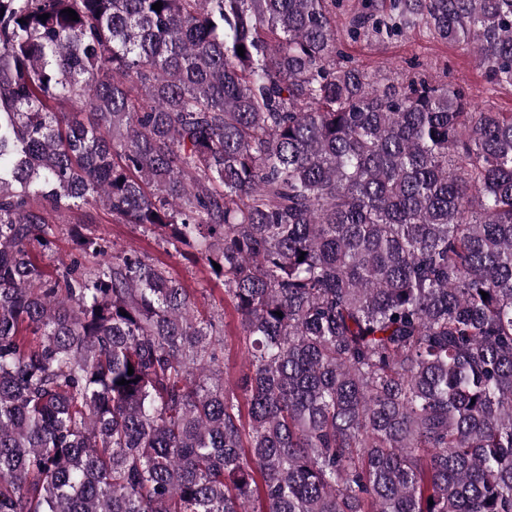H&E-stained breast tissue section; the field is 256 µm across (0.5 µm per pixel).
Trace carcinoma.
I'll list each match as a JSON object with an SVG mask.
<instances>
[{
  "mask_svg": "<svg viewBox=\"0 0 512 512\" xmlns=\"http://www.w3.org/2000/svg\"><path fill=\"white\" fill-rule=\"evenodd\" d=\"M1 9L0 512H512V112L381 84L336 0ZM418 22L512 87V0L349 33ZM85 205L201 255L236 383L224 313Z\"/></svg>",
  "mask_w": 512,
  "mask_h": 512,
  "instance_id": "carcinoma-1",
  "label": "carcinoma"
}]
</instances>
